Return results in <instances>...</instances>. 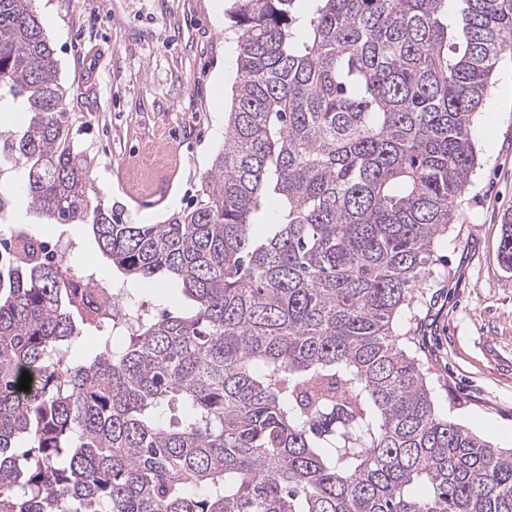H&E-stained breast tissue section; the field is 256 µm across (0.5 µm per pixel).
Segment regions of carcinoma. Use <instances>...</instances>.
<instances>
[{
  "label": "carcinoma",
  "mask_w": 512,
  "mask_h": 512,
  "mask_svg": "<svg viewBox=\"0 0 512 512\" xmlns=\"http://www.w3.org/2000/svg\"><path fill=\"white\" fill-rule=\"evenodd\" d=\"M230 2L224 146L193 207L129 224L31 0H0V100L27 112L0 129V216L20 168L30 211L189 300L93 308L94 271L0 240V512H512V449L435 409L396 329L456 223L512 5Z\"/></svg>",
  "instance_id": "obj_1"
}]
</instances>
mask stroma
Instances as JSON below:
<instances>
[{
	"instance_id": "obj_1",
	"label": "stroma",
	"mask_w": 512,
	"mask_h": 512,
	"mask_svg": "<svg viewBox=\"0 0 512 512\" xmlns=\"http://www.w3.org/2000/svg\"><path fill=\"white\" fill-rule=\"evenodd\" d=\"M229 0H32L77 115L73 138L95 159L92 176L128 223L160 224L200 194L224 145L235 85ZM479 165L457 200L459 219L435 248L433 273L398 320L428 369L432 397L451 421L512 448V266L501 254L512 220V53H504L472 124ZM64 240L74 268L97 251L84 227L49 224L16 194L9 224ZM99 278L137 302L173 310L164 285L123 280L106 258Z\"/></svg>"
}]
</instances>
